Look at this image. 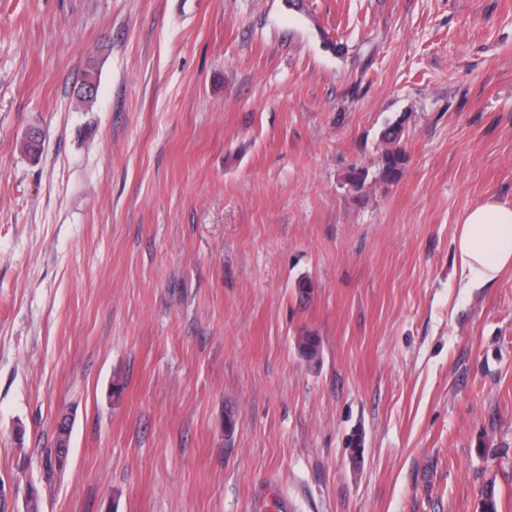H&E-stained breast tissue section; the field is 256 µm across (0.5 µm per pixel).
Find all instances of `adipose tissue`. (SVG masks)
Returning a JSON list of instances; mask_svg holds the SVG:
<instances>
[{
	"instance_id": "obj_1",
	"label": "adipose tissue",
	"mask_w": 512,
	"mask_h": 512,
	"mask_svg": "<svg viewBox=\"0 0 512 512\" xmlns=\"http://www.w3.org/2000/svg\"><path fill=\"white\" fill-rule=\"evenodd\" d=\"M452 245L455 271L464 287L496 282L512 270V205L486 196L463 213Z\"/></svg>"
}]
</instances>
